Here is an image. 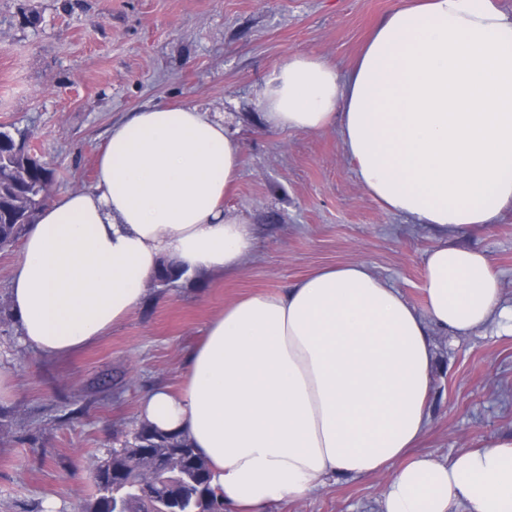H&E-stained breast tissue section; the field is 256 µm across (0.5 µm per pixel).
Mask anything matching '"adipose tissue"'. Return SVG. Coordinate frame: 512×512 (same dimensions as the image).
Listing matches in <instances>:
<instances>
[{"instance_id": "ef3b65f1", "label": "adipose tissue", "mask_w": 512, "mask_h": 512, "mask_svg": "<svg viewBox=\"0 0 512 512\" xmlns=\"http://www.w3.org/2000/svg\"><path fill=\"white\" fill-rule=\"evenodd\" d=\"M258 100L270 128H336L360 185L435 230L425 305L362 262L252 293L208 322L180 391L143 394L140 420L186 436L237 512L386 469L382 512H512V439L445 463L407 455L429 426L430 329L512 334L488 256L447 241L512 207V13L497 0L398 5L347 69L293 55ZM239 156L224 117L196 104L113 126L93 186L47 203L22 237L9 288L19 343L53 358L96 342L170 262L241 270L253 229L224 208Z\"/></svg>"}]
</instances>
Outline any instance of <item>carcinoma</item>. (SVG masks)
I'll use <instances>...</instances> for the list:
<instances>
[{
	"instance_id": "1",
	"label": "carcinoma",
	"mask_w": 512,
	"mask_h": 512,
	"mask_svg": "<svg viewBox=\"0 0 512 512\" xmlns=\"http://www.w3.org/2000/svg\"><path fill=\"white\" fill-rule=\"evenodd\" d=\"M0 130V250L20 240L46 200L36 190L56 171ZM85 512H224L207 460L180 434L138 423L131 440L99 459Z\"/></svg>"
}]
</instances>
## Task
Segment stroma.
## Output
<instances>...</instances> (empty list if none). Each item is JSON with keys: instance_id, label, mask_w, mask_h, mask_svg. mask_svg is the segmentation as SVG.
Here are the masks:
<instances>
[{"instance_id": "1", "label": "stroma", "mask_w": 512, "mask_h": 512, "mask_svg": "<svg viewBox=\"0 0 512 512\" xmlns=\"http://www.w3.org/2000/svg\"><path fill=\"white\" fill-rule=\"evenodd\" d=\"M401 0H0V128L57 171L54 196L86 189L113 125L157 104L231 115L241 170L226 210L252 224L236 274L148 282L127 319L95 343L46 358L0 333V512H83L92 462L121 447L141 396L181 384L185 357L224 306L277 292L314 269L367 264L415 306L433 231L385 211L357 181L335 130L265 126L257 91L296 53L349 66ZM484 250L512 306V207L461 233ZM430 425L415 448L445 462L512 437V335L436 332ZM384 471L327 483L268 512H379Z\"/></svg>"}]
</instances>
